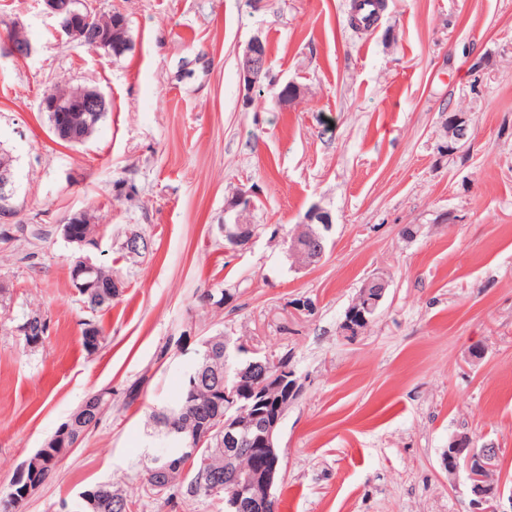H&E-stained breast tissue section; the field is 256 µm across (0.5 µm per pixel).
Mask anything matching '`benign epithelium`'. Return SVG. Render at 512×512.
<instances>
[{
	"label": "benign epithelium",
	"instance_id": "benign-epithelium-1",
	"mask_svg": "<svg viewBox=\"0 0 512 512\" xmlns=\"http://www.w3.org/2000/svg\"><path fill=\"white\" fill-rule=\"evenodd\" d=\"M47 12L56 18L58 33L73 41L81 39L83 26H98L103 13L97 0H42ZM244 88L252 93L260 87L268 75V57L263 41L251 39L239 58ZM106 99L95 88L73 95H62L41 100V110L57 112L64 117L75 111L87 130L97 124L99 113L104 110ZM16 193L13 170L0 166V223L10 224L15 217L11 199ZM253 209L250 192L241 190L227 204L225 212L231 213V221L223 225L224 238L234 246L247 244L253 237V225L242 223L244 215ZM84 212L69 215L61 224L64 239L77 246L87 244L89 237L78 230ZM332 228L330 215L314 208L302 221L306 235L302 242H293L292 250H301L300 264L305 267L317 265L325 256L328 233ZM96 265L87 258H80L72 267V285L79 295H86L96 287L94 274ZM390 282L383 273L370 275L359 290V295L370 298V304L355 300L346 311L345 331L356 335L377 313ZM250 366L237 372L232 385L214 386L212 392L222 397L226 414L224 420V474L211 477L212 484L221 488L228 486L235 494L228 502L231 512H278L279 500L274 490L284 479L278 434L288 410L299 394L297 372L291 362L282 358L272 361L256 351L252 352ZM213 426L203 425L198 429L193 447L180 454L165 449L151 457V467L144 476L155 488H165V479L173 473L185 478L192 469V462L201 448L208 444ZM257 444L265 457V464L258 470L244 469L236 460L247 448ZM78 446L74 441L67 448L53 450L40 448L20 466L16 479L30 472L50 471L53 461L67 455ZM501 449L491 443L479 444L467 434L455 435L448 440L443 454L444 469L448 476L465 471L469 492V512H512V486L498 481L490 482V474L498 466Z\"/></svg>",
	"mask_w": 512,
	"mask_h": 512
}]
</instances>
